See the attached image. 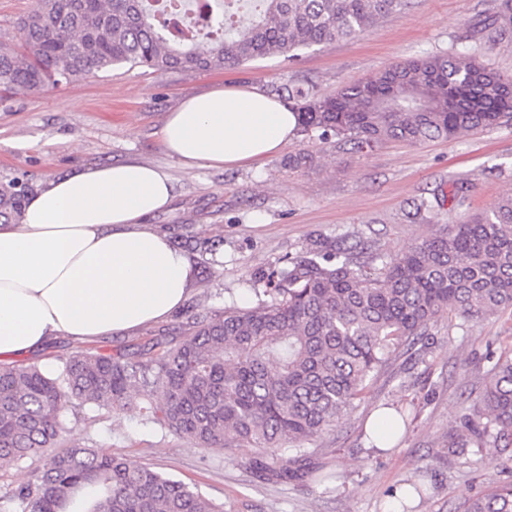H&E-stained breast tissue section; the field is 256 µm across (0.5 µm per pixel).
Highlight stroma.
I'll list each match as a JSON object with an SVG mask.
<instances>
[{
	"instance_id": "35a3bbf8",
	"label": "stroma",
	"mask_w": 512,
	"mask_h": 512,
	"mask_svg": "<svg viewBox=\"0 0 512 512\" xmlns=\"http://www.w3.org/2000/svg\"><path fill=\"white\" fill-rule=\"evenodd\" d=\"M496 0H415L355 41H333L291 63L267 57L221 72L155 76L120 68L38 92L0 98V183L20 178L41 189L74 169L139 161L167 171L173 199L149 216L173 245L190 242L195 282L182 310L129 334L93 341L115 353L134 343L171 341L187 312L211 313L257 303L254 277L302 255L315 238H361L386 253L403 250L434 225L512 195V126L448 143L383 144L362 155L295 137L288 152L310 146L316 166L288 171L283 155L261 165L186 167L160 140L169 114L187 96L226 84L269 91L312 82L322 95L401 60L448 50ZM472 183L469 207H452L454 183ZM427 207L415 211L417 202ZM512 345V311L477 321L449 317L425 344L400 350L373 380L359 406L315 444L309 474L285 482L258 478L245 448H200L143 424L131 412L84 420L66 416L62 438L89 441L182 481L224 512H395L396 494L424 486L410 512H463L466 502L512 480V454L493 448L448 451V434L484 392L486 344ZM383 406L408 417L395 448L372 447L365 433Z\"/></svg>"
}]
</instances>
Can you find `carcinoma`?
<instances>
[{"mask_svg": "<svg viewBox=\"0 0 512 512\" xmlns=\"http://www.w3.org/2000/svg\"><path fill=\"white\" fill-rule=\"evenodd\" d=\"M411 0H37L0 39V94L38 91L130 64L153 74L228 65L354 40ZM480 40L512 41V0L480 20ZM296 112V134L365 152L388 141L449 142L512 125V79L489 71L478 46L396 63L333 95L272 88ZM315 162L303 149L285 165ZM33 187L0 183V223L20 217ZM263 298L187 322L175 345L125 354L79 351L54 372L0 363V471L38 463L17 485L11 512H221L186 484L88 444L59 448L68 411L131 410L201 448H261L256 475L286 482L309 445L354 409L370 381L439 321L512 307V196L442 225L396 254L324 238L262 275ZM485 391L448 447L512 448V348L489 358ZM404 413H383L391 443ZM464 512H512V482Z\"/></svg>", "mask_w": 512, "mask_h": 512, "instance_id": "obj_1", "label": "carcinoma"}]
</instances>
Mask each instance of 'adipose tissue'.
<instances>
[{
  "label": "adipose tissue",
  "instance_id": "ef3b65f1",
  "mask_svg": "<svg viewBox=\"0 0 512 512\" xmlns=\"http://www.w3.org/2000/svg\"><path fill=\"white\" fill-rule=\"evenodd\" d=\"M287 104L250 86L186 98L161 129L184 165L259 164L295 137ZM172 201L168 173L128 161L49 180L0 224V359L59 336L86 343L162 320L193 286L189 258L146 219Z\"/></svg>",
  "mask_w": 512,
  "mask_h": 512
}]
</instances>
